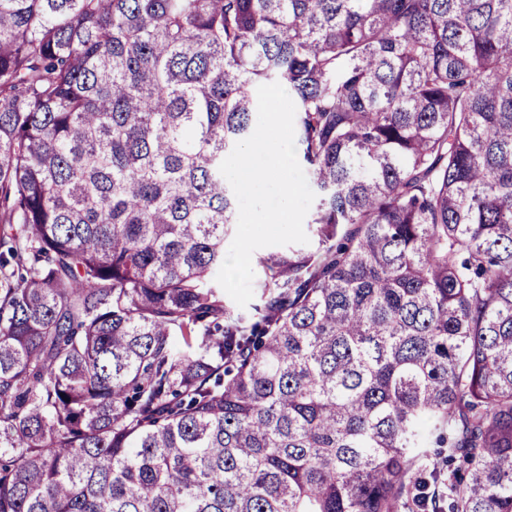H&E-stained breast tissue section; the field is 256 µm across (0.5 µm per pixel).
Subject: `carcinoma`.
Wrapping results in <instances>:
<instances>
[{
    "label": "carcinoma",
    "instance_id": "carcinoma-1",
    "mask_svg": "<svg viewBox=\"0 0 512 512\" xmlns=\"http://www.w3.org/2000/svg\"><path fill=\"white\" fill-rule=\"evenodd\" d=\"M313 245L216 282L257 87ZM512 512V0H0V512Z\"/></svg>",
    "mask_w": 512,
    "mask_h": 512
}]
</instances>
